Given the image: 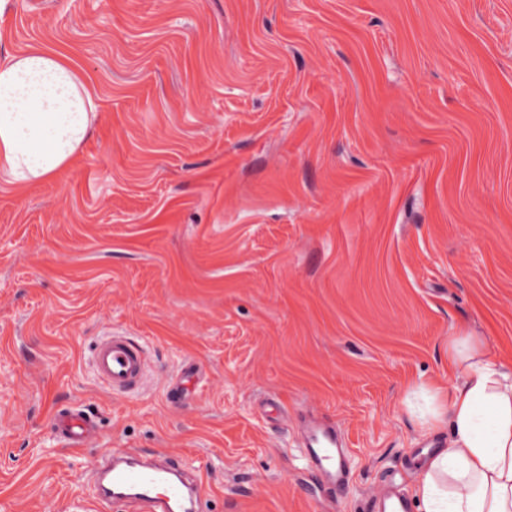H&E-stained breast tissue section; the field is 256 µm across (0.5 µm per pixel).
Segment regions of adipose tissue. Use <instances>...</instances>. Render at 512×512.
Instances as JSON below:
<instances>
[{"label":"adipose tissue","instance_id":"1","mask_svg":"<svg viewBox=\"0 0 512 512\" xmlns=\"http://www.w3.org/2000/svg\"><path fill=\"white\" fill-rule=\"evenodd\" d=\"M99 105L79 72L33 49L0 62V175L25 185L68 165L90 136ZM448 365L464 369L453 393L446 448L419 466L422 512H512V371L483 358L474 337L448 343Z\"/></svg>","mask_w":512,"mask_h":512}]
</instances>
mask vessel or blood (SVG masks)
Segmentation results:
<instances>
[{"instance_id": "vessel-or-blood-1", "label": "vessel or blood", "mask_w": 512, "mask_h": 512, "mask_svg": "<svg viewBox=\"0 0 512 512\" xmlns=\"http://www.w3.org/2000/svg\"><path fill=\"white\" fill-rule=\"evenodd\" d=\"M93 365L104 385L125 394L143 379L145 351L133 338L113 334L96 347ZM56 431L73 448L88 446L95 434L91 417L77 407L57 413ZM305 446L321 490L330 496L343 493L349 482L347 453L335 429H312ZM94 490L98 502L112 512H196L202 487L196 474L181 471L173 459L115 450L103 457Z\"/></svg>"}]
</instances>
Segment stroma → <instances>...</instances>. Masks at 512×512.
<instances>
[{
    "mask_svg": "<svg viewBox=\"0 0 512 512\" xmlns=\"http://www.w3.org/2000/svg\"><path fill=\"white\" fill-rule=\"evenodd\" d=\"M37 47L100 109L70 167L0 179V512H96L109 448L196 471L200 512L412 493L449 339L512 366V0H0V61ZM118 331L129 395L92 364ZM309 416L350 450L333 507ZM99 380L113 393L125 394L140 385L146 366L145 351L129 336L113 334L100 341L93 355ZM56 432L72 448L89 445L95 434L93 420L79 407L61 409L56 415Z\"/></svg>",
    "mask_w": 512,
    "mask_h": 512,
    "instance_id": "stroma-1",
    "label": "stroma"
}]
</instances>
